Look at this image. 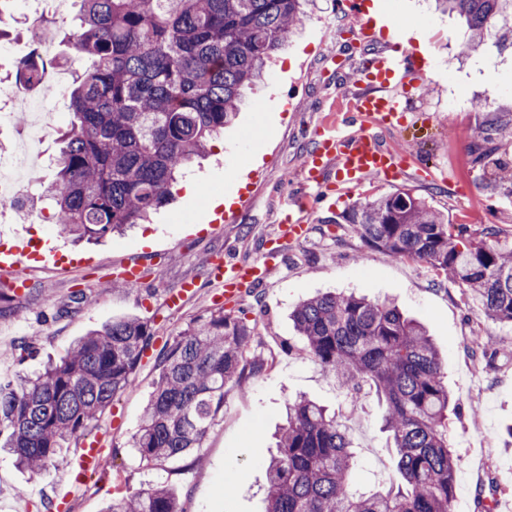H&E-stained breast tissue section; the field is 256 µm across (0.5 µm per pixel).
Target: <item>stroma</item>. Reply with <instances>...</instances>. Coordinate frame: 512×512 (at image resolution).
<instances>
[{"label": "stroma", "mask_w": 512, "mask_h": 512, "mask_svg": "<svg viewBox=\"0 0 512 512\" xmlns=\"http://www.w3.org/2000/svg\"><path fill=\"white\" fill-rule=\"evenodd\" d=\"M381 5L402 30L414 34L410 52H424L423 74L407 101V117L378 131L381 143L414 157L394 181L372 179L360 188L329 195V206L311 215V229L289 243L283 260L257 292L236 301L254 327V351L265 366L224 390V416L200 453L160 465L142 463L130 448L143 408L157 378L155 359L194 320L210 314L220 287L208 279L207 262L226 250L259 258L264 239L292 202L309 140L340 93H356L354 69L360 26L347 19L339 40L326 39L341 7L316 0L310 19L293 34L273 64L264 92H247L237 120L211 144L208 158L189 176L195 187L177 186L151 223L92 245L74 246L50 223L20 220L10 213L0 243L41 241L53 260L27 272L26 290L0 309V378L35 375L58 361L71 344L122 317L150 320L154 331L134 384L118 394L100 417L95 435L119 455L107 473L91 475L87 488L67 512H103L113 495L150 485H172L182 512H261L266 485L264 463L284 421L288 396L304 394L351 423L365 466L354 476L368 489L382 486L394 461L380 430L381 410L373 395L358 403L344 399L334 380L298 353L302 346L289 311L326 291H356L389 297L426 325L447 369L448 386L459 407L448 426V441L459 457L454 512H512V326L488 320L462 288L440 283L423 261L394 259L369 248L342 224L343 212L359 198L405 189L426 199L469 237L494 226L498 239L512 243V197L489 196L481 187L469 151L474 126L505 122L501 140L512 159V51L487 44L470 57L459 46L469 30L454 15L434 13L432 0H369ZM483 100L482 109L471 106ZM229 193L247 197L235 222L211 226L208 201ZM124 264L141 265L142 283L133 290L111 288ZM192 281L196 290L180 306L168 295ZM92 303L72 302L73 293ZM482 336L474 344L473 336ZM32 343L27 357L17 347ZM0 433V512H43V500L66 486L65 469L33 475L16 464ZM233 484L234 493L224 491Z\"/></svg>", "instance_id": "obj_1"}]
</instances>
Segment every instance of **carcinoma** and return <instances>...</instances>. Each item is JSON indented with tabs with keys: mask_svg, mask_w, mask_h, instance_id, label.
Returning a JSON list of instances; mask_svg holds the SVG:
<instances>
[{
	"mask_svg": "<svg viewBox=\"0 0 512 512\" xmlns=\"http://www.w3.org/2000/svg\"><path fill=\"white\" fill-rule=\"evenodd\" d=\"M67 33L89 60L67 91L71 119L61 132L54 178L43 190L51 219L75 242L98 241L140 224L171 198L209 142L235 120L246 90L289 35L310 0H80ZM465 19L467 45L487 38L512 47V0H436ZM37 77L33 59L15 83ZM495 125L473 134V163L491 194L512 196V173L498 154ZM365 244L394 258L428 263L457 284L484 315L512 325V249L488 227L461 240L459 225L406 190L355 201L342 215ZM300 354L336 378L356 403L364 388L382 408L400 480L363 491L352 475L362 458L349 428L306 396L288 400L286 424L266 462L264 512H453L458 459L448 442L457 415L439 352L427 330L389 300L327 292L290 314ZM154 333L149 321L121 318L78 339L67 355L34 376L0 382V428L33 474L63 468L72 440L87 436L126 390ZM253 328L240 310L210 313L156 358L158 377L130 447L149 464L200 448L224 414V387L263 360L249 357ZM103 512H181L168 486L110 500Z\"/></svg>",
	"mask_w": 512,
	"mask_h": 512,
	"instance_id": "cac0c4a2",
	"label": "carcinoma"
}]
</instances>
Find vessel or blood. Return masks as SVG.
Here are the masks:
<instances>
[{"instance_id":"obj_1","label":"vessel or blood","mask_w":512,"mask_h":512,"mask_svg":"<svg viewBox=\"0 0 512 512\" xmlns=\"http://www.w3.org/2000/svg\"><path fill=\"white\" fill-rule=\"evenodd\" d=\"M341 6L360 22L367 38L390 34L396 42L405 41L404 33L376 28L373 20L367 19L366 0H341ZM409 67L406 56L395 49L362 56L356 80L365 84L366 89L340 100L339 112L326 115L321 122L314 146L303 162V178L294 191V206L280 221L279 240L295 239L307 232L308 213L326 200L322 181L328 169H335L337 181L350 189L363 186L372 177L393 180L401 176L408 161L407 154L380 146L369 127L401 121L406 110L403 92L408 86L404 72ZM278 257V252L272 249L261 260L217 258L210 262L207 274L223 287L224 303L229 306L245 289L263 285ZM45 260L42 244L23 241L0 253V268L19 276ZM105 455L100 439L84 440L67 464L71 482L55 498L57 508L66 507L82 489L87 477L99 470Z\"/></svg>"}]
</instances>
